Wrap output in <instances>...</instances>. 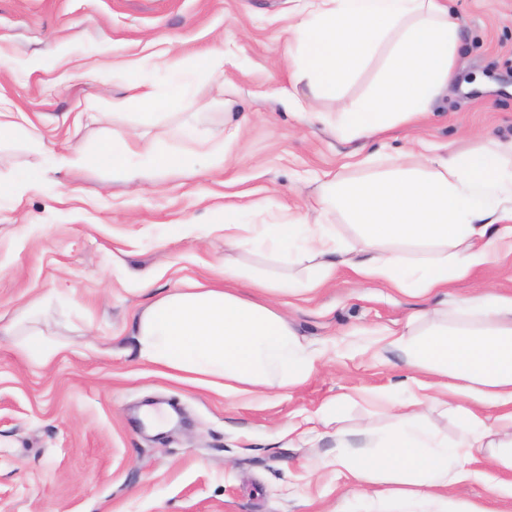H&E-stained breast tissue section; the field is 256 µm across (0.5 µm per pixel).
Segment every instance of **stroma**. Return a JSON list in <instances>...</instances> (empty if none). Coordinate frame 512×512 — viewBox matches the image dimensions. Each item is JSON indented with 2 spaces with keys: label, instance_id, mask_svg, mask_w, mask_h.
I'll return each instance as SVG.
<instances>
[{
  "label": "stroma",
  "instance_id": "obj_1",
  "mask_svg": "<svg viewBox=\"0 0 512 512\" xmlns=\"http://www.w3.org/2000/svg\"><path fill=\"white\" fill-rule=\"evenodd\" d=\"M460 20L456 72L416 126L346 142L285 110L282 67L296 0H0V110L18 130L0 138V182L29 170L22 200L0 197V320L32 302L55 347L30 359L0 331V512H429L421 499L378 500L311 463L380 436L408 402L401 352L376 332L402 328L421 299L346 276L313 300L283 298L302 340L327 353L289 392L223 391L165 375L142 361L133 317L154 298L207 284L224 263L225 217L273 224L306 210L318 179L365 176L363 157L398 163L452 146L476 150L512 137V0H451ZM224 46L221 73L195 77L174 114L141 122L133 87L165 92L182 59ZM156 68L145 72L142 57ZM242 120L239 141L215 169L144 168L137 184L57 156L94 154L115 131L138 130L171 151L190 124L208 133ZM35 124L40 141L24 133ZM512 294V258L456 281L451 296L480 288ZM367 388L385 406L349 405L337 422L305 425L325 403Z\"/></svg>",
  "mask_w": 512,
  "mask_h": 512
}]
</instances>
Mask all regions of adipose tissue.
<instances>
[{"instance_id":"adipose-tissue-1","label":"adipose tissue","mask_w":512,"mask_h":512,"mask_svg":"<svg viewBox=\"0 0 512 512\" xmlns=\"http://www.w3.org/2000/svg\"><path fill=\"white\" fill-rule=\"evenodd\" d=\"M459 22L448 0H307L288 26L298 51L286 104L308 114L346 141L373 137L397 125L423 121L456 63ZM384 65L373 90L344 102L337 116L312 109L311 100L335 94L377 52ZM138 153L157 168L192 169L196 155L176 156L152 139L115 133L95 152L98 166L139 173L127 160ZM340 214L357 228L337 238L329 218ZM263 240L290 265L306 266L302 279L272 280L225 261L219 278L153 299L136 317L141 359L164 370L222 383L225 394L291 390L305 382L324 357L304 343L281 310L282 295L319 291L348 272L361 287L381 284L418 297L447 296L454 281L512 255V139L493 142L480 155L445 148L346 184L326 181L315 206L274 226L225 224L224 246L234 251ZM426 248L411 261L404 247ZM451 314L449 327L415 333L413 323L383 329L399 349L408 374L445 378L439 394L414 395L393 413V426L377 451L367 445L337 447L316 469L334 470L354 483L388 484L389 495L411 497L432 488L458 489L484 479L482 457L499 475L490 489L512 497V296L481 289L432 316ZM461 415L468 428L455 445L419 429L427 408ZM493 408L486 419L484 408Z\"/></svg>"}]
</instances>
